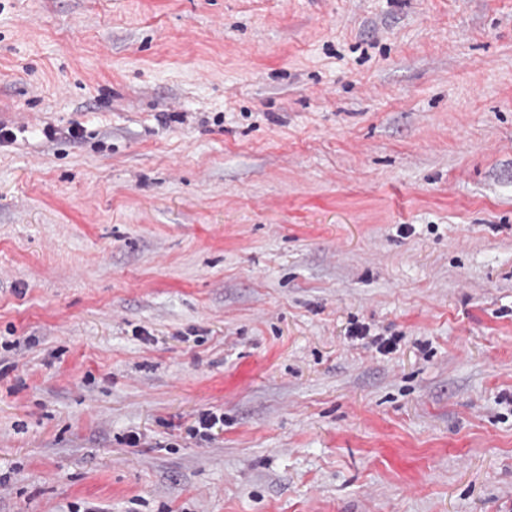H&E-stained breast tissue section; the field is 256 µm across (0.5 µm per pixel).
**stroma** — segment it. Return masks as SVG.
<instances>
[{"mask_svg": "<svg viewBox=\"0 0 512 512\" xmlns=\"http://www.w3.org/2000/svg\"><path fill=\"white\" fill-rule=\"evenodd\" d=\"M0 124V512H512V0H0Z\"/></svg>", "mask_w": 512, "mask_h": 512, "instance_id": "stroma-1", "label": "stroma"}]
</instances>
